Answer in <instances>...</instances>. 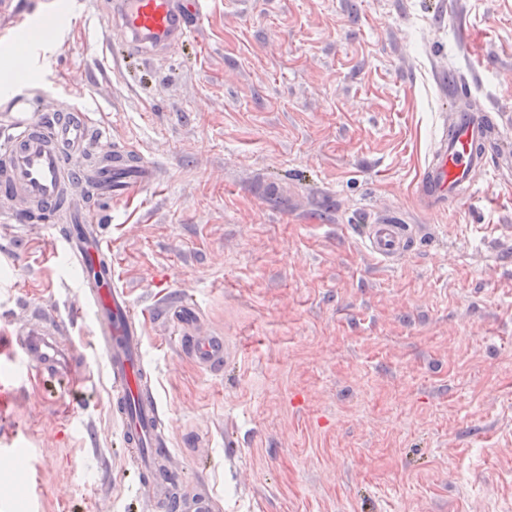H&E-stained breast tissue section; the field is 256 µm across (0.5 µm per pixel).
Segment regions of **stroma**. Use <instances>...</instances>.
<instances>
[{
    "label": "stroma",
    "instance_id": "1",
    "mask_svg": "<svg viewBox=\"0 0 512 512\" xmlns=\"http://www.w3.org/2000/svg\"><path fill=\"white\" fill-rule=\"evenodd\" d=\"M16 68L0 12V98L83 106L98 153L135 146L157 189L106 209L115 272L145 320L146 370L185 483L218 512H512V167L455 210L414 182L451 105L448 71L512 150V0H212L194 40L111 48V0H76ZM424 225L379 264L358 225ZM229 347L214 375L179 350L159 290ZM84 303L47 225L0 223V383L29 311ZM69 323L72 390L30 377L0 412V512H141L103 357ZM205 440L188 447L185 435Z\"/></svg>",
    "mask_w": 512,
    "mask_h": 512
}]
</instances>
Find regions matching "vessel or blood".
<instances>
[{
  "mask_svg": "<svg viewBox=\"0 0 512 512\" xmlns=\"http://www.w3.org/2000/svg\"><path fill=\"white\" fill-rule=\"evenodd\" d=\"M209 8L210 0H113V34L128 52L170 53L190 38ZM492 124L489 113L479 110L453 113L436 154L414 185L415 196L426 210L444 211L447 205L474 195L490 178ZM105 136V129L79 109L21 113L13 122L6 148L0 149V194L27 203L62 244L56 253L62 272L85 294L83 307L74 315L89 319L90 345L104 357L124 444L135 449L139 473L157 492V512H217L216 499L207 489L189 496L174 492L184 472L164 463L172 455L171 439L145 380L143 322L127 288L112 274V251L99 220L104 204L130 199L160 183V167L129 147L87 163L84 154L90 141ZM77 183L90 187L91 200L71 213L67 223H57L59 203ZM360 237L364 250L387 265L410 254L415 245L409 225L389 218L362 225ZM166 313L182 352L203 370L222 372L227 344L223 336L197 330L195 303L175 297L167 302ZM16 333L20 372H27L34 355L43 371L58 374L66 359L44 330L24 325Z\"/></svg>",
  "mask_w": 512,
  "mask_h": 512,
  "instance_id": "obj_1",
  "label": "vessel or blood"
}]
</instances>
